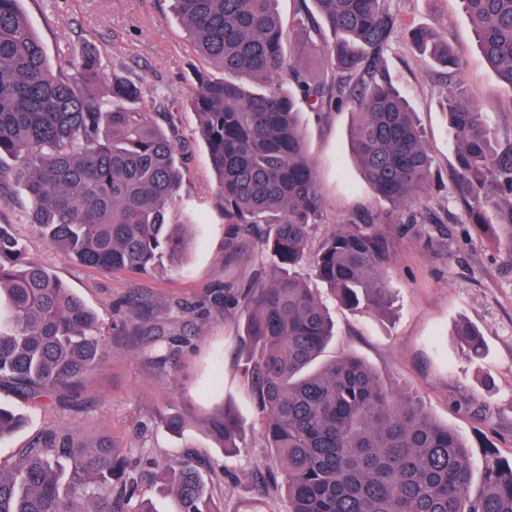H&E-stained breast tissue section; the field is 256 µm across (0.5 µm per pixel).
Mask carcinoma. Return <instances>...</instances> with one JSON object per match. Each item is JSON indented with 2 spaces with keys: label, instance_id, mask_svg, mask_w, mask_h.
<instances>
[{
  "label": "carcinoma",
  "instance_id": "obj_1",
  "mask_svg": "<svg viewBox=\"0 0 512 512\" xmlns=\"http://www.w3.org/2000/svg\"><path fill=\"white\" fill-rule=\"evenodd\" d=\"M274 3L174 0L206 65L194 73L190 105L224 201L228 246L249 224L272 225L262 246L279 273H258L223 295L225 306L245 313L241 374L284 475L259 490L284 494L288 512H512V463L490 457L473 493L468 448L453 430L385 387L360 358L320 361L333 323L296 268L311 266L344 306L380 309L390 298L394 246L367 222L339 224L312 248L322 194L298 104L317 112L355 104L351 136L363 177L400 208L428 192L432 161L414 112L383 74L399 28L389 0H313L315 12L296 15L326 59L322 78L286 53ZM461 4L487 65L512 89V0ZM406 37L430 63L462 70L461 53L433 27L409 28ZM101 74L90 48L68 52L53 69L20 0H0V159L17 163L30 223L86 267L147 272L160 255L177 258L188 246L186 224L171 220L182 201L184 146L165 105L143 111L140 87L123 72L112 73L103 92ZM443 109L457 158L451 194L480 233L490 213L512 212V146L500 147L463 86L448 90ZM137 308L138 298H129L113 329L132 328ZM457 334L474 353L483 350L475 328ZM105 353L94 313L0 229V390L28 403L50 400ZM21 422L0 404V441ZM203 426L226 451L243 428L226 401ZM210 467L191 456L160 470L147 460L142 476H165L168 512H216L203 475ZM130 483L126 460L111 447L49 431L10 471L0 469V512H159L127 508Z\"/></svg>",
  "mask_w": 512,
  "mask_h": 512
}]
</instances>
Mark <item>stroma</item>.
<instances>
[{
	"mask_svg": "<svg viewBox=\"0 0 512 512\" xmlns=\"http://www.w3.org/2000/svg\"><path fill=\"white\" fill-rule=\"evenodd\" d=\"M20 7L51 65L68 48L88 45L104 73L126 72L141 86L142 108L151 112L163 105L175 114L177 132L189 147L176 216L190 220V246L180 259H161L147 273L94 270L49 247L33 229L21 185L10 179L0 188V226L20 240L30 262L51 270L96 313L108 343L105 360L74 391L80 412L58 400L42 407L21 404L10 391H0L1 404L26 415L20 430L0 443V466H12L50 430L79 443L110 445L133 467L148 457L171 464L192 452L214 462L208 484L223 512H286L283 499L260 497L255 488L258 476L276 478L280 470L240 373L243 320L213 301L217 284L242 287L265 269L260 234L244 233L240 253L225 248L224 203L189 104L192 73L203 62L172 0H21ZM391 7L400 26H435L467 59L463 71L449 74L399 37L384 54L385 73L415 111L433 159L431 187L416 209L443 222L427 238L407 232L396 205L362 178L351 155L350 107L322 114L301 109L306 150L323 196L313 240L335 225L369 217L395 245L389 308L350 310L328 302L334 338L326 355L355 354L388 388L418 400L436 422L455 430L470 451L478 486L486 455L512 459V255L495 238L469 235L466 213L448 193L456 161L440 102L450 85L463 83L506 148L512 146V90L478 52L460 0H391ZM132 295L143 304L140 331L116 334L115 305ZM462 323L482 333V356L470 353L457 336ZM226 399L245 428L230 458L201 425ZM173 415L183 418L182 433L168 429Z\"/></svg>",
	"mask_w": 512,
	"mask_h": 512,
	"instance_id": "stroma-1",
	"label": "stroma"
}]
</instances>
